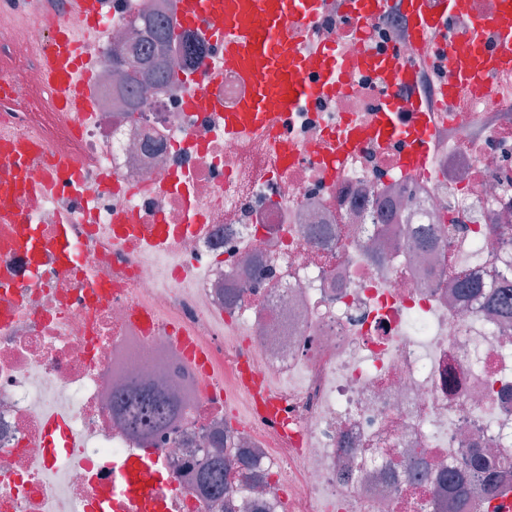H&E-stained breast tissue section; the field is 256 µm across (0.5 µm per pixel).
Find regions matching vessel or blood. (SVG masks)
<instances>
[{"label":"vessel or blood","mask_w":512,"mask_h":512,"mask_svg":"<svg viewBox=\"0 0 512 512\" xmlns=\"http://www.w3.org/2000/svg\"><path fill=\"white\" fill-rule=\"evenodd\" d=\"M325 0H182L181 24L187 28L210 18L212 32L223 47L224 69L212 72L210 81L232 71L243 88L234 106H224L218 96L201 93L204 107L224 115V129L236 134L260 130L275 113L293 112L319 99L344 91V59L318 43L305 44L283 55L288 34L300 32L319 17ZM336 14L349 19L380 17L395 9L403 16L408 39L414 46L431 44L436 59L427 66L397 53L385 56L368 51L365 65L392 90L383 98L376 124L367 130L351 129L339 137L337 159H345L363 138L383 143H406L405 169L424 167L435 132V110L420 91L423 71L435 76L434 86L443 102L455 104L461 89L473 95L488 94L492 80L512 74V0H500L494 16L482 14L477 0H336ZM83 35L65 25L54 30L44 55V78L55 95L58 111L87 110L85 86L90 66L79 51ZM410 113L401 124V113ZM49 456L68 449L66 425L51 421L45 434ZM166 480L156 455L143 450L124 456L113 470L93 483L92 495L99 512H168Z\"/></svg>","instance_id":"1"}]
</instances>
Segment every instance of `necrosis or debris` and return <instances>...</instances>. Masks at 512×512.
Wrapping results in <instances>:
<instances>
[{
  "instance_id": "1",
  "label": "necrosis or debris",
  "mask_w": 512,
  "mask_h": 512,
  "mask_svg": "<svg viewBox=\"0 0 512 512\" xmlns=\"http://www.w3.org/2000/svg\"><path fill=\"white\" fill-rule=\"evenodd\" d=\"M101 2L93 17L0 0V136L41 147L0 167V187L19 173L56 186L14 194L23 222L0 223V512H85L93 469L147 446L171 512H484L476 450L512 481V320L489 317L483 293L512 272V75L439 114L424 168L404 171L403 142L371 140L333 166L340 135L370 127L382 101L364 50L412 57L404 28L324 15L307 37L348 58L346 92L228 135L190 107L199 84L140 90L126 63L132 21L148 9L178 26L181 0ZM60 23L100 29L80 49L92 108L74 118L42 77ZM185 35L202 46L185 73L222 69L207 24ZM62 224L76 251L64 266ZM456 266L479 286L461 300ZM246 373L275 414L256 410ZM128 386L172 401L169 422L128 432L112 411ZM50 417L70 431L61 463L43 449ZM222 434L217 509L198 475ZM452 473L466 508L448 497Z\"/></svg>"
}]
</instances>
